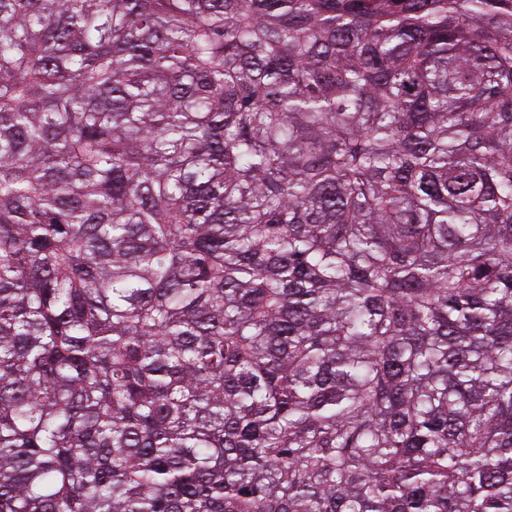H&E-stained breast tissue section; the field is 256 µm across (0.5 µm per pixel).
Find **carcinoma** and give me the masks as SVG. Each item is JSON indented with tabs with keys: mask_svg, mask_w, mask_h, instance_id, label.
I'll return each mask as SVG.
<instances>
[{
	"mask_svg": "<svg viewBox=\"0 0 512 512\" xmlns=\"http://www.w3.org/2000/svg\"><path fill=\"white\" fill-rule=\"evenodd\" d=\"M0 512H512V0H0Z\"/></svg>",
	"mask_w": 512,
	"mask_h": 512,
	"instance_id": "1",
	"label": "carcinoma"
}]
</instances>
